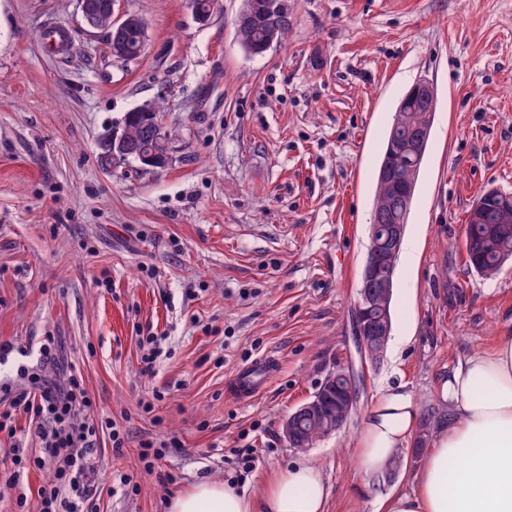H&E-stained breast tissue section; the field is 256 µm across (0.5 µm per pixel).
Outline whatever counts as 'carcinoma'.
Instances as JSON below:
<instances>
[{
  "label": "carcinoma",
  "instance_id": "carcinoma-1",
  "mask_svg": "<svg viewBox=\"0 0 512 512\" xmlns=\"http://www.w3.org/2000/svg\"><path fill=\"white\" fill-rule=\"evenodd\" d=\"M114 0H95V28L112 31L111 3ZM265 0H248L253 15L236 28L237 41L249 55H262L271 49L268 30L275 32L274 44L281 43L294 24L293 10L287 9L268 18L263 8ZM147 23L145 19L129 22L124 29V40L132 58H139L146 46ZM437 101L428 90L412 85L402 98L377 171L373 221L381 224H405L408 221L417 177L423 162L430 131L436 112ZM151 112H129L123 127L131 149L136 150L155 143L158 130L155 119L161 115L158 102L150 104ZM480 221H467L466 252L471 270L491 278L502 265L512 260V194L498 190L486 192L480 199ZM400 251H395L390 265L381 266L376 272L378 285L394 291V275ZM305 432V445L310 446L328 431L299 419Z\"/></svg>",
  "mask_w": 512,
  "mask_h": 512
}]
</instances>
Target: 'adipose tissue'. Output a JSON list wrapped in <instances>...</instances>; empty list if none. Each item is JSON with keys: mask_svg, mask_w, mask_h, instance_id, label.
<instances>
[{"mask_svg": "<svg viewBox=\"0 0 512 512\" xmlns=\"http://www.w3.org/2000/svg\"><path fill=\"white\" fill-rule=\"evenodd\" d=\"M448 419L433 433L412 488L381 500L378 512H512V335L470 354L441 377ZM419 426L404 386L385 388L356 446L364 475L384 470ZM330 490L315 465L280 469L257 492L203 479L169 503V512H327Z\"/></svg>", "mask_w": 512, "mask_h": 512, "instance_id": "1", "label": "adipose tissue"}]
</instances>
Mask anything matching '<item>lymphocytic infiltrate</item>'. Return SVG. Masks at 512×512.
Returning a JSON list of instances; mask_svg holds the SVG:
<instances>
[{
	"instance_id": "1",
	"label": "lymphocytic infiltrate",
	"mask_w": 512,
	"mask_h": 512,
	"mask_svg": "<svg viewBox=\"0 0 512 512\" xmlns=\"http://www.w3.org/2000/svg\"><path fill=\"white\" fill-rule=\"evenodd\" d=\"M55 359V341L49 336L40 347L39 363L18 368L27 387L0 399V433L15 435V415L22 412L32 419L41 442L36 454L13 451L10 462L14 471L21 473L35 467L51 472L35 500L22 498L16 505L19 512H94L93 487L84 477L87 450L103 432L113 449H121L125 435L115 420L92 418L94 401L80 376L69 374L61 385L46 376L47 367Z\"/></svg>"
}]
</instances>
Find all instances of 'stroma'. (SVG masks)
Listing matches in <instances>:
<instances>
[{"instance_id": "stroma-1", "label": "stroma", "mask_w": 512, "mask_h": 512, "mask_svg": "<svg viewBox=\"0 0 512 512\" xmlns=\"http://www.w3.org/2000/svg\"><path fill=\"white\" fill-rule=\"evenodd\" d=\"M286 41L259 56L240 48L242 0H222L208 25L190 0H116L147 22L138 59L112 55L77 0H0V381L24 382L54 337L63 380L80 372L97 411L126 429L87 455L98 512H168L207 478L256 490L307 461L330 487L328 512H376L400 476L367 481L355 443L382 388L402 384L419 408L459 360L512 332V262L470 272L465 227L489 189L512 192V0H290ZM59 26L66 44L47 46ZM429 80L437 112L395 270V356L361 363L349 310L357 299L375 174L397 104ZM161 102L177 131L162 169L101 167L98 141L127 112ZM164 339L153 372L138 339ZM277 356L279 372L249 401L226 384ZM362 375L346 425L305 449L282 421L337 371ZM153 400L145 413L140 400ZM165 455L145 470V441ZM255 457L242 473L245 450Z\"/></svg>"}]
</instances>
